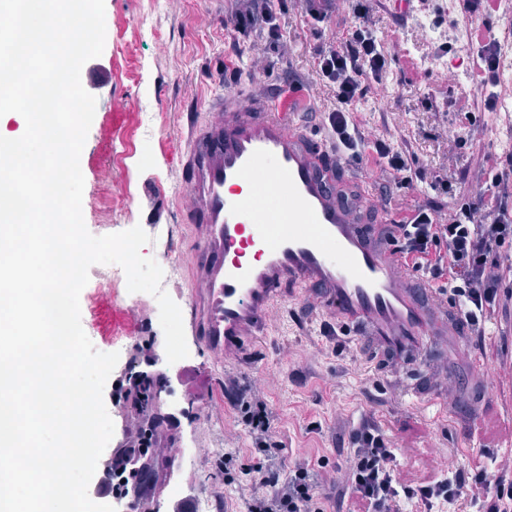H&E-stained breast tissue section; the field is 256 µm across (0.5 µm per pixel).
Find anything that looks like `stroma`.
Instances as JSON below:
<instances>
[{"mask_svg":"<svg viewBox=\"0 0 512 512\" xmlns=\"http://www.w3.org/2000/svg\"><path fill=\"white\" fill-rule=\"evenodd\" d=\"M439 3L440 25L428 11L405 21L384 8L373 12L376 34L391 60L381 80L369 82L356 103L355 119L366 138L384 137L406 149L421 178L406 188L390 183L373 162L349 161L345 167L390 184L392 201L383 212L395 222L426 203L447 215L453 200L442 182L465 191L486 187L512 165V116L503 110L512 91L497 85L494 108H474L471 56L458 49L462 16L455 0ZM241 7L240 0H105L101 58L118 66L111 95L96 104L80 156L83 219L96 236L142 227L150 241L141 253L157 263L169 253L179 256L182 268L170 296L185 314L199 231L186 221L190 196L178 169L166 163L163 142H186L189 120L209 121L213 96L229 84L258 90L284 87L297 78L316 93L313 111L303 115L307 132L315 142L327 140L325 115L336 104L335 93L318 71L314 50L329 46L354 23L343 10L330 22L313 25L303 0H282L274 24L259 19L241 32L234 24ZM424 26L430 39L420 37ZM113 104L133 110L137 129L131 137L113 130L108 112ZM105 183L119 204L103 229L94 200ZM160 208L166 215L158 219L154 213ZM146 299L144 293L124 290L106 298L98 315H91L85 300L80 312L82 326L98 322L93 345L104 352L113 307L135 310L139 327L126 336L112 379L135 370L166 374L165 403L180 421L175 445L196 438L209 447L198 458L177 456L160 504L170 501L173 486L182 494H210L215 512H247L253 498L266 494L250 470L252 436L233 404L241 391L263 401L272 415L270 440L279 447L281 478H288L296 463H308L325 512H365L355 496L336 501V466L365 421L394 448L393 476L401 486L435 481L452 464L512 479L510 293H500L480 331L459 343L435 341L431 352L398 369L371 345L328 333L322 311L292 294L273 312L267 336L243 355L214 358L190 334L188 357L149 367L139 351L163 347L164 334L158 310L149 309ZM474 354L488 367L489 378L472 376ZM487 387L494 396L484 403L480 393ZM228 454L236 463L227 470Z\"/></svg>","mask_w":512,"mask_h":512,"instance_id":"35a3bbf8","label":"stroma"}]
</instances>
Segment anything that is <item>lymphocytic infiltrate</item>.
Instances as JSON below:
<instances>
[{"label": "lymphocytic infiltrate", "instance_id": "obj_1", "mask_svg": "<svg viewBox=\"0 0 512 512\" xmlns=\"http://www.w3.org/2000/svg\"><path fill=\"white\" fill-rule=\"evenodd\" d=\"M347 3L354 25L335 44L317 52L319 71L336 90L326 126L345 157L359 161L373 155L383 172L411 184L405 151L382 139L366 140L353 120L355 103L364 96L368 80L379 79L386 70L388 56L372 28L370 0ZM388 235L405 263L429 280H447L451 305L474 329H481L506 279L492 254L512 249V173L502 172L491 188L459 203L448 218L416 207L404 221L390 225ZM238 405L254 439L253 471L269 489L250 503L248 512H321L307 467L295 466L288 481H281L267 441L272 419L266 405L245 399ZM352 443L338 468L336 493L341 499L357 495L367 512H400L404 498L429 508L463 500L469 512H512V481L458 467L436 482L405 488L393 477L395 452L374 425L362 424L353 432Z\"/></svg>", "mask_w": 512, "mask_h": 512}]
</instances>
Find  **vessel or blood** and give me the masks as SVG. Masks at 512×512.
I'll use <instances>...</instances> for the list:
<instances>
[{
  "instance_id": "1",
  "label": "vessel or blood",
  "mask_w": 512,
  "mask_h": 512,
  "mask_svg": "<svg viewBox=\"0 0 512 512\" xmlns=\"http://www.w3.org/2000/svg\"><path fill=\"white\" fill-rule=\"evenodd\" d=\"M213 109L179 155L201 226L191 321L211 353H236L263 333L288 288L395 366L436 337L468 335L390 239L364 224L378 209L373 180L356 176L353 203L336 192L343 160L311 141L290 92L228 88Z\"/></svg>"
}]
</instances>
